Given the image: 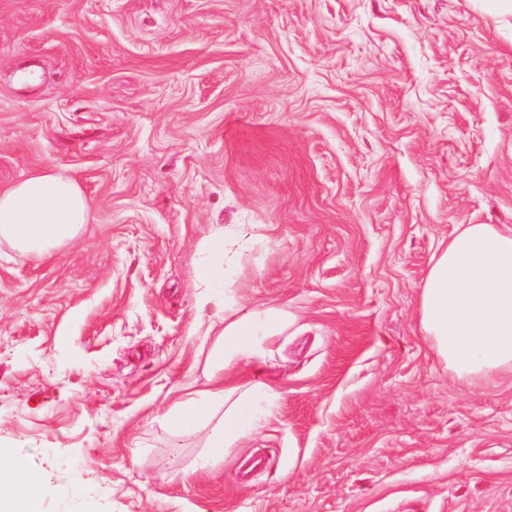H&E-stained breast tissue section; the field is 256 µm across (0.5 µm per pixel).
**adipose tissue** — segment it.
Segmentation results:
<instances>
[{
    "instance_id": "1",
    "label": "adipose tissue",
    "mask_w": 512,
    "mask_h": 512,
    "mask_svg": "<svg viewBox=\"0 0 512 512\" xmlns=\"http://www.w3.org/2000/svg\"><path fill=\"white\" fill-rule=\"evenodd\" d=\"M90 218L78 182L50 170L0 190V239L42 258L75 237ZM286 315L279 309L225 317L211 350L212 374L231 371L252 356L258 339L276 336ZM418 327L430 348L457 379H489L512 373V226L460 224L430 260L418 307ZM224 422L212 447L228 448L244 436L255 413L252 396L215 387L170 415L173 428H196L216 406ZM42 486L25 461L0 450V512H29Z\"/></svg>"
}]
</instances>
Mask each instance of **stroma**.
<instances>
[{
	"label": "stroma",
	"mask_w": 512,
	"mask_h": 512,
	"mask_svg": "<svg viewBox=\"0 0 512 512\" xmlns=\"http://www.w3.org/2000/svg\"><path fill=\"white\" fill-rule=\"evenodd\" d=\"M44 169L91 219L42 259L0 241V448L34 512H512V374L456 381L417 320L439 242L512 225V17L0 0V187ZM242 305L288 314L230 378L277 397L216 461L223 409L164 415ZM201 253L202 270L212 276L219 275L224 263V234L209 238Z\"/></svg>",
	"instance_id": "obj_1"
}]
</instances>
